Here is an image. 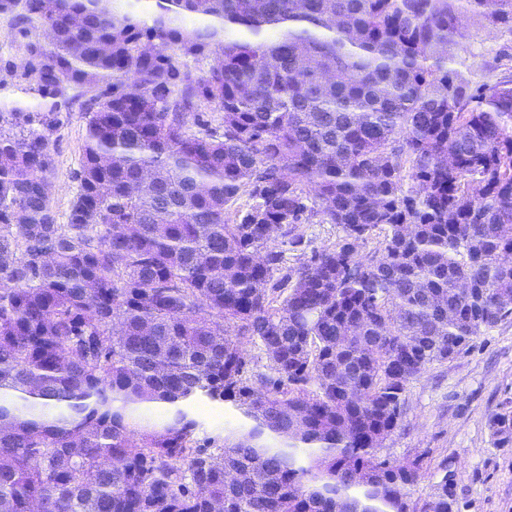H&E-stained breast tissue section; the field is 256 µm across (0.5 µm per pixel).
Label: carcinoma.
I'll return each mask as SVG.
<instances>
[{"instance_id": "cac0c4a2", "label": "carcinoma", "mask_w": 512, "mask_h": 512, "mask_svg": "<svg viewBox=\"0 0 512 512\" xmlns=\"http://www.w3.org/2000/svg\"><path fill=\"white\" fill-rule=\"evenodd\" d=\"M140 2L0 0L39 99L0 105V512H459L379 451L512 318V74L448 67L512 0ZM316 218L341 235L286 265ZM196 404L254 425L201 442ZM489 429L512 445V401ZM85 98H80L69 111L61 113V125L53 136L55 163L50 178L54 188L51 196L60 216L68 210L74 196L75 174L79 169L85 133V115L80 104Z\"/></svg>"}]
</instances>
